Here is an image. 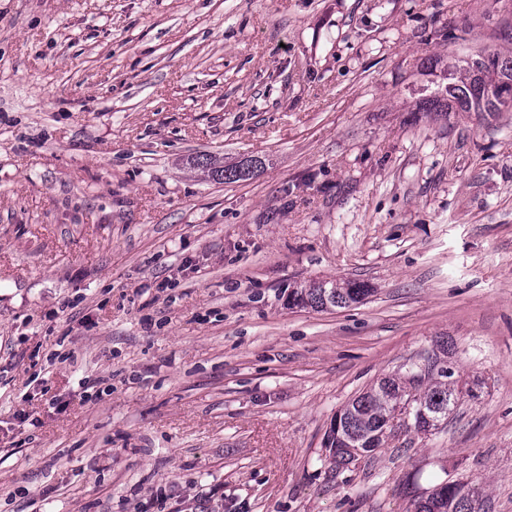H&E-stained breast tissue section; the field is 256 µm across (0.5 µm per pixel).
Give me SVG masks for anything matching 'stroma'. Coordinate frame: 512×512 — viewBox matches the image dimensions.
Segmentation results:
<instances>
[{
  "label": "stroma",
  "instance_id": "1",
  "mask_svg": "<svg viewBox=\"0 0 512 512\" xmlns=\"http://www.w3.org/2000/svg\"><path fill=\"white\" fill-rule=\"evenodd\" d=\"M480 49L512 0H0V512H512V111L419 109ZM443 337L477 397L334 468ZM196 167L206 173L208 177L224 180L225 182H237L247 179L250 171L247 167L246 170L240 169L239 165L224 166L219 159L211 155H202L196 159ZM372 293L366 284L356 281H318L308 288H297L290 295L293 305L327 309L346 307L363 301ZM464 485L455 481L441 480L426 498L413 500L414 512H480V500L474 495L462 493Z\"/></svg>",
  "mask_w": 512,
  "mask_h": 512
}]
</instances>
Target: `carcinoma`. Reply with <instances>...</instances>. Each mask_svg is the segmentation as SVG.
Returning a JSON list of instances; mask_svg holds the SVG:
<instances>
[{
	"label": "carcinoma",
	"instance_id": "obj_1",
	"mask_svg": "<svg viewBox=\"0 0 512 512\" xmlns=\"http://www.w3.org/2000/svg\"><path fill=\"white\" fill-rule=\"evenodd\" d=\"M443 69L444 84L436 89V96L425 102L428 112H503L512 109V56L481 50L471 56L447 63L435 61ZM196 167L207 176L227 182L245 179L248 171L239 166H224L211 155L196 159ZM372 293L366 284L356 281H318L306 288H298L290 295L292 304L315 309L346 307L363 301ZM459 371L438 374L417 381L414 372H408L400 383L380 379L367 391L354 398L333 420L324 446L337 469L348 467L362 457H370L377 447L386 443L401 430L427 424L432 418L438 422L448 418L451 398L459 393ZM406 388L419 391V408L411 415V422L395 416V401L387 399L389 392ZM463 485L448 480L436 483L426 498L413 501L414 512H481L479 498L462 493Z\"/></svg>",
	"mask_w": 512,
	"mask_h": 512
}]
</instances>
